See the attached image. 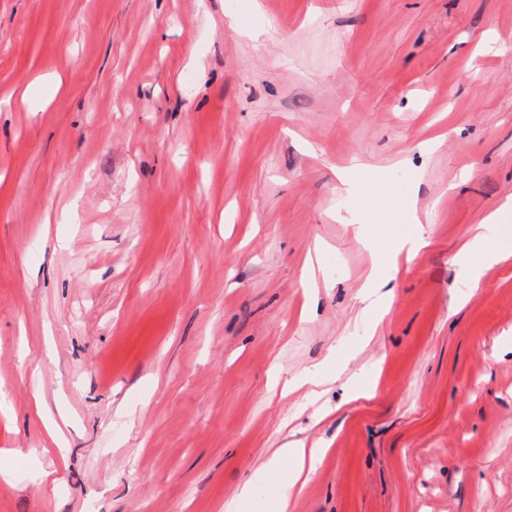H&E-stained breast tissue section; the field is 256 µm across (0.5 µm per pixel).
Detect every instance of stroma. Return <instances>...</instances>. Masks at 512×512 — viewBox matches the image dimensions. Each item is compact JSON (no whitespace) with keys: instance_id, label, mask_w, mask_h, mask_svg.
I'll use <instances>...</instances> for the list:
<instances>
[{"instance_id":"obj_1","label":"stroma","mask_w":512,"mask_h":512,"mask_svg":"<svg viewBox=\"0 0 512 512\" xmlns=\"http://www.w3.org/2000/svg\"><path fill=\"white\" fill-rule=\"evenodd\" d=\"M3 98L0 512H225L290 441L286 512H512V260L455 261L512 0H0ZM356 179L349 178L347 181V190L350 193H360L371 198L373 208L378 217L389 219L390 216L403 210L405 214H410L413 210V204L410 202L409 192L407 191L399 200L392 197L389 192H379L373 184V178L370 176L361 177L355 175Z\"/></svg>"}]
</instances>
